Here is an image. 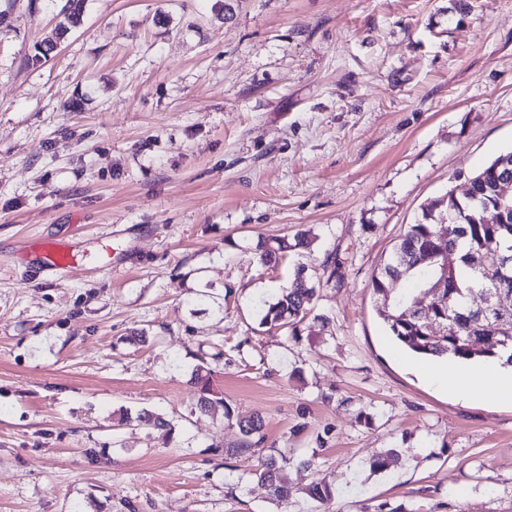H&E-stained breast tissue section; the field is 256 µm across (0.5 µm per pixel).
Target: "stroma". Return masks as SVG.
Segmentation results:
<instances>
[{
  "label": "stroma",
  "instance_id": "obj_1",
  "mask_svg": "<svg viewBox=\"0 0 512 512\" xmlns=\"http://www.w3.org/2000/svg\"><path fill=\"white\" fill-rule=\"evenodd\" d=\"M65 3L0 0V512H321L322 479L330 512H512V404L406 365L371 288L425 203L512 150V0H86L33 62ZM300 265L292 340L259 303ZM203 358L287 456L282 500L196 412ZM142 409L172 435L118 425ZM294 240V245L288 244V241L282 240L278 243L277 248H271L261 244V246H259V248H262L260 261L265 265L275 264L278 262L280 256H282L280 255L281 252L287 251L289 248L307 247L309 245L306 233L303 231H298L294 235ZM41 254L46 269L55 272L70 268L77 256L72 247L50 242L42 244Z\"/></svg>",
  "mask_w": 512,
  "mask_h": 512
}]
</instances>
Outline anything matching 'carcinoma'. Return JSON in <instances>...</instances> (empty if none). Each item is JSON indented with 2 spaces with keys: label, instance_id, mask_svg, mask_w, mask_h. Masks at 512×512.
Masks as SVG:
<instances>
[{
  "label": "carcinoma",
  "instance_id": "obj_1",
  "mask_svg": "<svg viewBox=\"0 0 512 512\" xmlns=\"http://www.w3.org/2000/svg\"><path fill=\"white\" fill-rule=\"evenodd\" d=\"M84 0H67L64 20L54 29V39L63 38L80 22ZM512 173V151L503 153L476 171L469 178V190L455 197L448 192L430 201L422 209L421 219L408 226L395 245L390 257L372 276L373 294L381 298L377 313L390 335L416 354L424 356L449 355L470 361L506 358L512 365V306L502 311L479 314L473 305V294H485L496 305L499 295L512 296V200L503 205L492 188L493 171ZM292 245L282 240L278 247L262 246L260 261L275 264L280 253ZM494 249L502 256L496 268L478 263L484 253ZM444 280L448 287L430 300V313L419 315L414 306L422 293ZM397 281L399 287L390 283ZM316 295L312 278L303 265L294 271L292 284L270 302L260 325L282 328L296 325L311 311ZM434 320L448 324V332L437 334L430 329ZM210 370L200 365L193 375L199 386L196 407L201 413L223 410L225 418L231 413L224 398L211 386ZM137 421L152 430L172 432V425L162 415L144 410ZM241 434L239 447L230 455L257 457L254 475L268 488L269 494L284 496L283 462L286 457L256 456L265 444L264 424L260 416L236 421ZM309 498L326 506L334 498L333 487L323 481L312 484Z\"/></svg>",
  "mask_w": 512,
  "mask_h": 512
}]
</instances>
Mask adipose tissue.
<instances>
[{
	"label": "adipose tissue",
	"instance_id": "1",
	"mask_svg": "<svg viewBox=\"0 0 512 512\" xmlns=\"http://www.w3.org/2000/svg\"><path fill=\"white\" fill-rule=\"evenodd\" d=\"M425 374L433 384L464 400L481 395L512 402V367L498 361L476 374L460 364L437 361L426 368Z\"/></svg>",
	"mask_w": 512,
	"mask_h": 512
}]
</instances>
